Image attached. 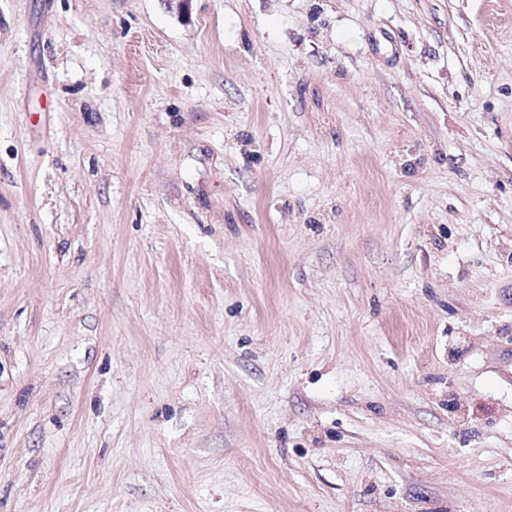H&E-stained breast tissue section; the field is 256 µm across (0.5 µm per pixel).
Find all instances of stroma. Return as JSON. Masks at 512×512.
I'll list each match as a JSON object with an SVG mask.
<instances>
[{
    "instance_id": "obj_1",
    "label": "stroma",
    "mask_w": 512,
    "mask_h": 512,
    "mask_svg": "<svg viewBox=\"0 0 512 512\" xmlns=\"http://www.w3.org/2000/svg\"><path fill=\"white\" fill-rule=\"evenodd\" d=\"M0 512H512V0H0Z\"/></svg>"
}]
</instances>
